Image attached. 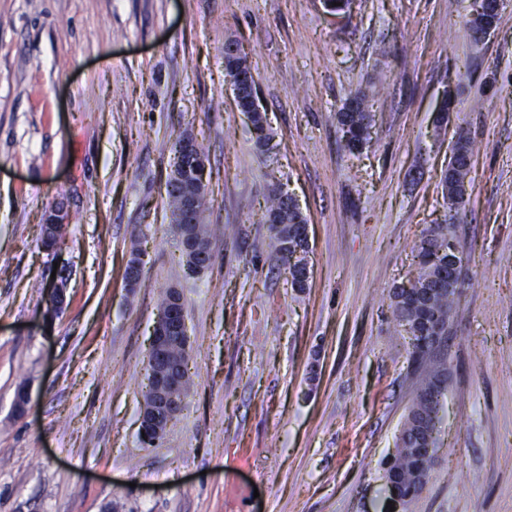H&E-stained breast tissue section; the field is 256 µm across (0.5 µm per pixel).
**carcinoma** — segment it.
Wrapping results in <instances>:
<instances>
[{
  "mask_svg": "<svg viewBox=\"0 0 512 512\" xmlns=\"http://www.w3.org/2000/svg\"><path fill=\"white\" fill-rule=\"evenodd\" d=\"M499 20L497 0H487L484 12L473 20H467V25L474 39L488 33ZM233 45L229 41L224 44V71L231 79L238 76H250L246 56L241 51L232 55L227 49ZM338 123L342 132L343 147L350 153H360L370 142V128L373 115L368 112L365 97L357 94L349 105L337 113ZM472 144L460 141L448 164V173L443 184L445 200L449 209L459 210L464 206L467 194L466 177L468 174L469 155ZM200 177L195 173H187L183 169L173 167L166 181V199L173 215L175 231L179 234H191L207 248V260L213 259L211 239L213 230L205 224V212L209 209L206 195V186L198 184ZM192 189L198 194V210L193 224H181L175 218L182 196ZM265 222L273 233L276 249L288 264L292 285L300 290L304 289L295 273L296 254L305 250L307 241L294 230L297 224L307 223L300 207L293 200L285 197L283 187L272 189L265 203ZM453 237V227L448 224L429 230L422 238L418 247V271L413 280L409 281L412 288L417 286L428 287L429 293L422 298H416L405 290L402 285L393 288L391 306L393 314L401 327H408L414 336L429 341L435 335L434 320L440 317L443 322L450 321L451 315L458 303L463 287L460 278L453 277L448 271V239ZM434 347L430 346L423 353L418 362L419 368L425 372V377L417 389L415 399L411 405L403 433L408 438L416 435L426 438L427 433L435 430V417L441 394H436L433 400H428L427 391L434 380L447 371L442 363H435L431 358ZM434 462V455L429 452L416 454L413 444H406L396 448L387 468V477L390 486L386 487L389 499L401 501L406 504L416 498L425 486L429 472Z\"/></svg>",
  "mask_w": 512,
  "mask_h": 512,
  "instance_id": "1",
  "label": "carcinoma"
}]
</instances>
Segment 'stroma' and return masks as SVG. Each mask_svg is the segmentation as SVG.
<instances>
[{"instance_id":"obj_1","label":"stroma","mask_w":512,"mask_h":512,"mask_svg":"<svg viewBox=\"0 0 512 512\" xmlns=\"http://www.w3.org/2000/svg\"><path fill=\"white\" fill-rule=\"evenodd\" d=\"M468 5L0 0V512H512V0L478 41ZM230 39L268 115L265 152L225 76ZM358 93L374 122L352 154L336 114ZM184 133L205 149L218 228L200 274L165 195ZM462 135L453 215L442 179ZM278 185L308 220L301 291L261 218ZM59 205L69 221L49 252ZM447 223L469 284L442 344L433 468L392 510L386 460L421 376L390 294ZM59 275L67 300L50 317ZM170 288L190 378L146 447L148 346ZM455 152L448 164V173L445 175L443 184L445 200L450 210L456 212L464 206L467 194L466 177L468 174L469 155L472 144L469 141H459L456 144Z\"/></svg>"}]
</instances>
